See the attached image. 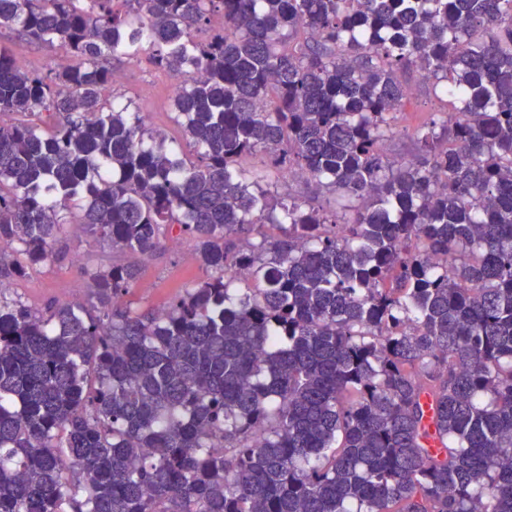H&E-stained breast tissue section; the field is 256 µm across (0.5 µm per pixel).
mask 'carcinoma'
<instances>
[{
    "instance_id": "cac0c4a2",
    "label": "carcinoma",
    "mask_w": 512,
    "mask_h": 512,
    "mask_svg": "<svg viewBox=\"0 0 512 512\" xmlns=\"http://www.w3.org/2000/svg\"><path fill=\"white\" fill-rule=\"evenodd\" d=\"M0 27L72 60L0 44V512H512V0H0ZM142 58L178 77L176 148L111 98ZM420 71L444 106L390 160ZM66 224L184 237L208 276L146 311L134 263L6 298ZM0 41L8 43L18 59L25 62V67L32 71H45L48 68L61 69L71 63V58L62 51H52L17 36L9 28H0Z\"/></svg>"
}]
</instances>
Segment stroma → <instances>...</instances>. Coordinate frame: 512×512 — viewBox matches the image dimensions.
<instances>
[{"instance_id": "35a3bbf8", "label": "stroma", "mask_w": 512, "mask_h": 512, "mask_svg": "<svg viewBox=\"0 0 512 512\" xmlns=\"http://www.w3.org/2000/svg\"><path fill=\"white\" fill-rule=\"evenodd\" d=\"M0 41L9 44L16 57L32 71L58 70L71 62L64 52L52 51L20 38L9 28H0ZM115 69L120 79L112 86V96L128 104L131 110L142 113L149 130L163 133L169 142H183V129L177 123L172 108L176 77L144 62L121 61L116 63ZM411 85V96L394 121L395 135L400 139L438 107L429 82L415 78ZM66 243L67 259L37 268L28 277L14 282L6 292L7 297L21 299L40 311L64 298L81 301L89 295L92 272L133 259L132 254L85 236H68ZM206 276V270L192 257L190 242L184 238L169 237L161 249L143 259L141 277L131 288L128 298L141 309L161 307Z\"/></svg>"}]
</instances>
